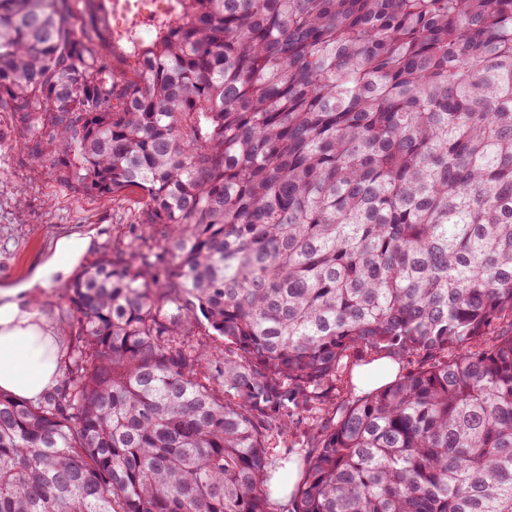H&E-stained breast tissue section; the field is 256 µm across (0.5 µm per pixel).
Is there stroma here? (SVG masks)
I'll use <instances>...</instances> for the list:
<instances>
[{
  "label": "stroma",
  "instance_id": "35a3bbf8",
  "mask_svg": "<svg viewBox=\"0 0 512 512\" xmlns=\"http://www.w3.org/2000/svg\"><path fill=\"white\" fill-rule=\"evenodd\" d=\"M101 9L105 26L88 25L85 0H76L75 30L117 73L131 74L134 59L112 42L113 31L129 20L113 12L112 0H101ZM62 175L52 160L36 158L13 113L0 111V284L24 279L58 239L71 234L91 235L92 261L104 254L126 257L132 248L145 250L161 239L163 225H130L128 202L103 199L82 185L63 182Z\"/></svg>",
  "mask_w": 512,
  "mask_h": 512
}]
</instances>
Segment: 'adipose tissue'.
I'll return each instance as SVG.
<instances>
[{
    "instance_id": "obj_1",
    "label": "adipose tissue",
    "mask_w": 512,
    "mask_h": 512,
    "mask_svg": "<svg viewBox=\"0 0 512 512\" xmlns=\"http://www.w3.org/2000/svg\"><path fill=\"white\" fill-rule=\"evenodd\" d=\"M91 247L89 236L57 241L53 254L25 280L0 286V391L37 402L57 385L63 369V336L41 300L67 283Z\"/></svg>"
}]
</instances>
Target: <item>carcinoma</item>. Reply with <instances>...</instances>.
Returning a JSON list of instances; mask_svg holds the SVG:
<instances>
[{
	"label": "carcinoma",
	"mask_w": 512,
	"mask_h": 512,
	"mask_svg": "<svg viewBox=\"0 0 512 512\" xmlns=\"http://www.w3.org/2000/svg\"><path fill=\"white\" fill-rule=\"evenodd\" d=\"M171 12L127 78L0 0V110L166 229L66 288L60 387L0 391V512H273L266 433L321 410L288 512H512V0ZM364 349L424 361L336 402Z\"/></svg>",
	"instance_id": "obj_1"
}]
</instances>
